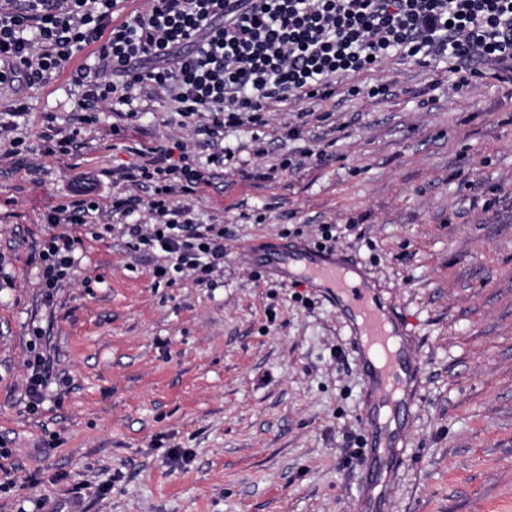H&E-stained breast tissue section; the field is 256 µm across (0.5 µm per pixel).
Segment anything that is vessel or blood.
Wrapping results in <instances>:
<instances>
[{
  "instance_id": "obj_1",
  "label": "vessel or blood",
  "mask_w": 512,
  "mask_h": 512,
  "mask_svg": "<svg viewBox=\"0 0 512 512\" xmlns=\"http://www.w3.org/2000/svg\"><path fill=\"white\" fill-rule=\"evenodd\" d=\"M244 256L281 282L307 281L343 319L364 384L360 416L366 450L359 461L363 481L355 509L387 512L388 485L404 461L409 437L405 416L421 399L422 361L406 321L385 298L379 280L350 263L344 252L269 241L249 246Z\"/></svg>"
}]
</instances>
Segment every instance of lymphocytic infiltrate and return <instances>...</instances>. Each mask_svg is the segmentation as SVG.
Wrapping results in <instances>:
<instances>
[{"mask_svg": "<svg viewBox=\"0 0 512 512\" xmlns=\"http://www.w3.org/2000/svg\"><path fill=\"white\" fill-rule=\"evenodd\" d=\"M121 0H0V89L48 84L76 53L81 111L107 102L135 118L136 100H161L203 119L213 151L197 165L186 143L150 146L112 171L123 194L61 204L45 216L53 234L38 252L36 285L52 301L68 281L80 238L68 224L99 223L100 236L127 237L136 252L162 254L157 280L186 275L202 288L224 274V227L197 223L188 199L223 166L224 130L262 123L283 103L385 95L358 84L392 54L428 66L447 59L454 91L471 78L512 82V0H147L124 20ZM149 198L136 195L143 185ZM143 210L142 224L113 225Z\"/></svg>", "mask_w": 512, "mask_h": 512, "instance_id": "1", "label": "lymphocytic infiltrate"}]
</instances>
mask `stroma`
<instances>
[{"label":"stroma","mask_w":512,"mask_h":512,"mask_svg":"<svg viewBox=\"0 0 512 512\" xmlns=\"http://www.w3.org/2000/svg\"><path fill=\"white\" fill-rule=\"evenodd\" d=\"M367 81L388 95L284 104L263 125L225 129L235 164L190 200L198 223L224 227L214 287L155 285L156 258L74 224L77 267L50 303L35 285L46 212L118 193L112 170L137 149L179 139L203 165L212 147L160 102L132 120L102 103L75 124L81 90L65 71L25 90L22 116L0 91V141L30 148L0 159L12 279L0 288V512H354L365 432L348 330L314 289L273 287L243 252L309 245L320 225L357 214L365 223L338 248L409 318L424 364L389 512H512V83L457 93L440 69L398 57ZM301 111L300 139H285ZM50 115L78 131L79 155L42 156ZM114 124L123 135L103 139ZM292 152L307 153L305 167L274 171ZM475 177L482 191L469 189ZM34 348L67 384L33 414ZM175 448L189 459L172 460Z\"/></svg>","instance_id":"stroma-1"}]
</instances>
